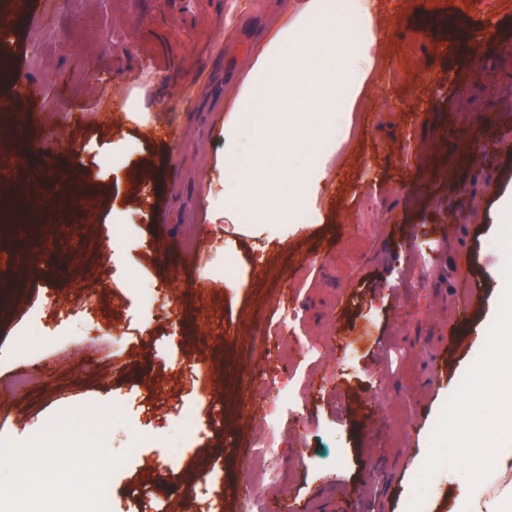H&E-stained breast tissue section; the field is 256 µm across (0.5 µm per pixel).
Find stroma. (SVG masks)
Listing matches in <instances>:
<instances>
[{"instance_id": "stroma-1", "label": "stroma", "mask_w": 512, "mask_h": 512, "mask_svg": "<svg viewBox=\"0 0 512 512\" xmlns=\"http://www.w3.org/2000/svg\"><path fill=\"white\" fill-rule=\"evenodd\" d=\"M195 2L31 0L37 20L7 49L41 93L0 82L30 116L20 131L0 115V441L117 407L104 446L125 461L109 512H255L294 497L333 512L337 495L350 512L418 500L458 512L468 456L446 424L486 416L475 379L512 284L497 210L512 192V0H396L384 77L354 115L324 223L264 250L237 236L236 288L198 186L278 0ZM136 90L154 102L148 139L120 120ZM22 141L53 163L33 168ZM464 274L481 294L463 319ZM38 337L44 373L13 387L12 352ZM273 405L281 479L258 492L246 455Z\"/></svg>"}]
</instances>
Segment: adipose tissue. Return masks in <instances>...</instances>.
I'll return each mask as SVG.
<instances>
[{
    "label": "adipose tissue",
    "mask_w": 512,
    "mask_h": 512,
    "mask_svg": "<svg viewBox=\"0 0 512 512\" xmlns=\"http://www.w3.org/2000/svg\"><path fill=\"white\" fill-rule=\"evenodd\" d=\"M387 21L383 0H283L281 20L258 42L248 69L229 91L216 138L221 148L200 184L206 224L266 241L293 225L323 221L326 184L336 174L353 114L377 80ZM274 143L277 167L263 153L238 162L245 141ZM507 316L485 355L484 389L512 392V289Z\"/></svg>",
    "instance_id": "1"
}]
</instances>
